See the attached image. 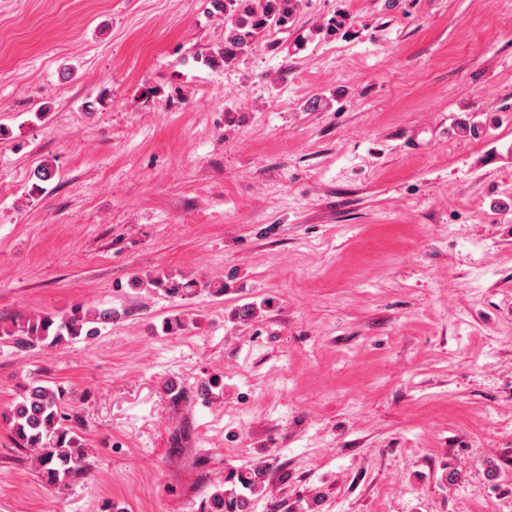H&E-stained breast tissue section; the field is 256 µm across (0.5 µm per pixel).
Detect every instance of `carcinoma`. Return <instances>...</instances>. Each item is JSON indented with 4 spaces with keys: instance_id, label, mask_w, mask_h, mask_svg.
<instances>
[{
    "instance_id": "cac0c4a2",
    "label": "carcinoma",
    "mask_w": 512,
    "mask_h": 512,
    "mask_svg": "<svg viewBox=\"0 0 512 512\" xmlns=\"http://www.w3.org/2000/svg\"><path fill=\"white\" fill-rule=\"evenodd\" d=\"M224 11V44L200 61L218 67L236 60L251 48L259 35L288 27L296 13L298 0H211ZM146 288L163 287L172 298L184 299L195 292L197 282L174 273H159L143 283ZM117 313L110 308H92L76 304L60 313H42L0 326V339H9L22 348L48 347L63 342L91 340L101 334ZM66 393L39 380L29 382L21 400L0 411V419L22 448L33 452L34 461L46 481L64 488L73 473L85 466V452L79 435L63 422L62 404ZM267 481L265 466L255 464L240 472L236 481L214 494L205 512H250L249 495L261 492Z\"/></svg>"
}]
</instances>
